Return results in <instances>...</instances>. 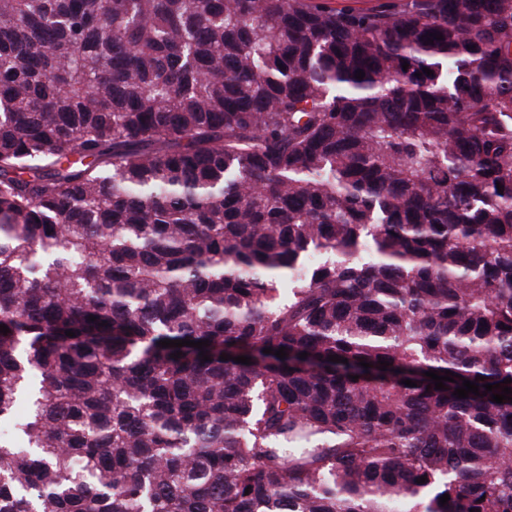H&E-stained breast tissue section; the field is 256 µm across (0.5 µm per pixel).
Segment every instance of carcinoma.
I'll return each mask as SVG.
<instances>
[{
    "label": "carcinoma",
    "instance_id": "carcinoma-1",
    "mask_svg": "<svg viewBox=\"0 0 512 512\" xmlns=\"http://www.w3.org/2000/svg\"><path fill=\"white\" fill-rule=\"evenodd\" d=\"M0 324V512H512V0H0Z\"/></svg>",
    "mask_w": 512,
    "mask_h": 512
}]
</instances>
